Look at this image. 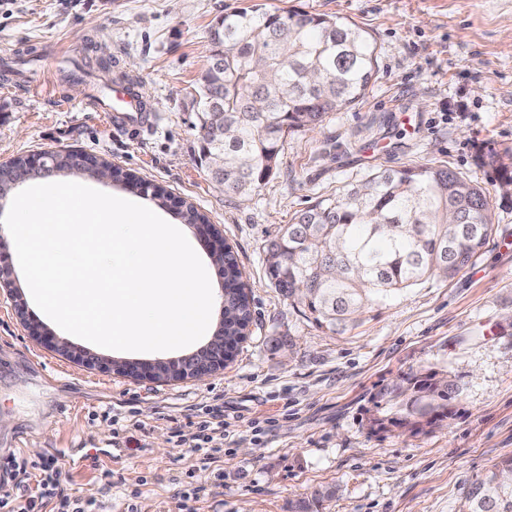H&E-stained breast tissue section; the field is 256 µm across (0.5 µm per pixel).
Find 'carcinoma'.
<instances>
[{"mask_svg":"<svg viewBox=\"0 0 512 512\" xmlns=\"http://www.w3.org/2000/svg\"><path fill=\"white\" fill-rule=\"evenodd\" d=\"M223 91L200 102L195 127L200 165L224 162V190L240 198L271 173L288 134L311 129L366 90L375 69L365 32L339 18L281 14L257 3L226 13ZM264 103L248 112L250 98ZM222 116L237 136L218 143L208 121ZM495 233L489 197L454 172L434 166L368 173L284 225L267 246L270 284L318 328L341 333L363 311L430 279L453 278ZM224 335L243 332L250 303L224 275ZM451 384L432 369L383 388L372 427L418 434L451 418ZM463 512H512V457L468 490Z\"/></svg>","mask_w":512,"mask_h":512,"instance_id":"obj_1","label":"carcinoma"}]
</instances>
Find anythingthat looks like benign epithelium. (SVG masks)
<instances>
[{
    "label": "benign epithelium",
    "instance_id": "7a95c632",
    "mask_svg": "<svg viewBox=\"0 0 512 512\" xmlns=\"http://www.w3.org/2000/svg\"><path fill=\"white\" fill-rule=\"evenodd\" d=\"M69 160L91 168L93 177L99 181L113 180L112 164L103 160L91 159L77 152L68 151ZM58 152L47 151L36 156L23 158V172L0 188V199L27 179L37 176H50L59 173ZM194 230L207 250L211 263L221 270L228 269L226 261L229 247L224 235L214 224H196ZM13 267L8 257V244L0 236V288L7 291L13 300L14 310L27 335L34 341L45 343L57 355L89 370L113 374L123 378L138 380L148 378L156 383L176 382L184 379L204 381L230 363L242 342V337L224 336V326H219L208 344L190 354L157 359L150 362L127 361L101 357L69 340L55 336L43 323L29 312L21 291L14 286L11 278Z\"/></svg>",
    "mask_w": 512,
    "mask_h": 512
}]
</instances>
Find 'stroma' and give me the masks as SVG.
<instances>
[{"label": "stroma", "instance_id": "35a3bbf8", "mask_svg": "<svg viewBox=\"0 0 512 512\" xmlns=\"http://www.w3.org/2000/svg\"><path fill=\"white\" fill-rule=\"evenodd\" d=\"M256 2L0 0V161L73 149L191 203L223 229L252 314L223 371L158 384L56 355L0 295V416L12 419L0 459L35 446L94 453L60 464V482L104 512H297L302 501L309 512H460L472 483L512 457V0H264L355 23L377 63L365 94L288 136L241 199L198 161L192 99L212 25ZM127 80L155 110L138 133L85 105L90 86ZM425 164L490 197L496 233L459 275L368 309L342 334L271 286L265 247L282 225L371 170ZM424 368L452 382V418L416 435L371 429L379 391ZM213 404L224 407L215 460L175 437Z\"/></svg>", "mask_w": 512, "mask_h": 512}]
</instances>
